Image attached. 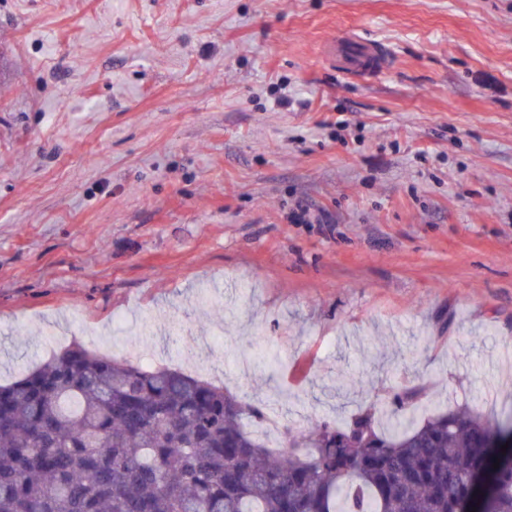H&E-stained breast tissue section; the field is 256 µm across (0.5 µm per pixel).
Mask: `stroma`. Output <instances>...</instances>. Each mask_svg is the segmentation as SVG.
<instances>
[{
    "label": "stroma",
    "instance_id": "35a3bbf8",
    "mask_svg": "<svg viewBox=\"0 0 512 512\" xmlns=\"http://www.w3.org/2000/svg\"><path fill=\"white\" fill-rule=\"evenodd\" d=\"M50 340L512 416V0H0V384ZM333 51L336 46L342 49L343 69L353 75L372 77L383 71V56L378 47L364 39L342 36L331 43Z\"/></svg>",
    "mask_w": 512,
    "mask_h": 512
}]
</instances>
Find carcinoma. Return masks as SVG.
I'll list each match as a JSON object with an SVG mask.
<instances>
[{
    "instance_id": "1",
    "label": "carcinoma",
    "mask_w": 512,
    "mask_h": 512,
    "mask_svg": "<svg viewBox=\"0 0 512 512\" xmlns=\"http://www.w3.org/2000/svg\"><path fill=\"white\" fill-rule=\"evenodd\" d=\"M263 417L180 370L68 348L0 385V512H459L496 458L485 509L512 512V418L431 412L400 385L272 450Z\"/></svg>"
}]
</instances>
